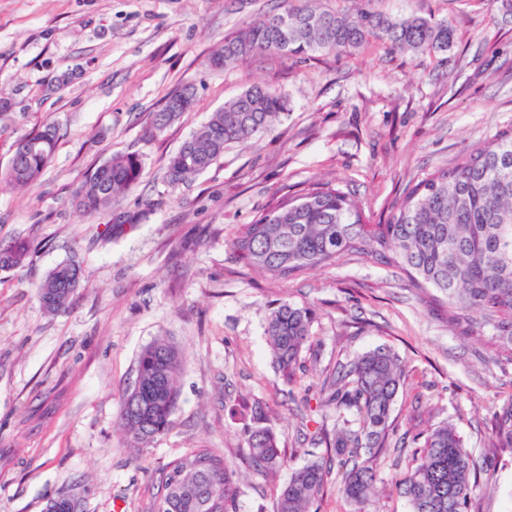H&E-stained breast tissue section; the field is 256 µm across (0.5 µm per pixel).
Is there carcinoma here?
I'll list each match as a JSON object with an SVG mask.
<instances>
[{"mask_svg":"<svg viewBox=\"0 0 512 512\" xmlns=\"http://www.w3.org/2000/svg\"><path fill=\"white\" fill-rule=\"evenodd\" d=\"M454 26L447 18L419 14L392 16L372 0L349 7H326L321 0H280L257 23L224 37L210 58L216 68L265 55L306 59L320 52L353 55L373 44L391 52L432 55L448 51ZM287 110L281 93L255 83L224 103L210 120L186 138L167 160L165 178L180 183L207 170L232 142L265 132ZM179 112L150 113V127L163 133ZM57 136L48 127L17 141L4 173L17 187L35 182L50 162ZM142 165L133 152L112 155L85 174L74 191L76 206L90 215H112V204L139 183ZM234 252L254 270L288 278L308 267L330 265L363 254L410 275L419 288L438 293L448 322L465 332L488 331L512 358V128L464 148L449 167L406 185L401 203L383 224H370L354 193L329 182L271 203L232 239ZM30 247L23 241L0 246V268L24 264ZM82 269L74 260L52 268L37 285L43 308L58 313L80 286ZM312 313L282 303L271 309L265 334L283 382L292 385L301 353L311 340ZM183 358L171 343L157 339L136 360V378L122 395L118 416L127 445L140 448L172 427L178 394L174 380ZM404 366L385 347L339 363L323 383L318 407L335 412L336 459L343 469L342 492L355 512H370L378 478V450L391 427V412ZM246 438L249 461L259 471L285 465L264 413ZM498 439L512 447V406L502 410ZM416 466L397 481L411 512H471L472 452L456 428L443 422L419 433ZM332 460L290 469L276 501V512H316ZM233 470L224 457L199 450L172 461L159 478L153 512H235Z\"/></svg>","mask_w":512,"mask_h":512,"instance_id":"cac0c4a2","label":"carcinoma"}]
</instances>
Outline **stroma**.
I'll return each mask as SVG.
<instances>
[{
  "label": "stroma",
  "instance_id": "obj_1",
  "mask_svg": "<svg viewBox=\"0 0 512 512\" xmlns=\"http://www.w3.org/2000/svg\"><path fill=\"white\" fill-rule=\"evenodd\" d=\"M279 0H0V170L20 138L52 126L58 145L25 189L0 180V243L27 241L23 266L0 270V512H45L61 496L80 512H151L173 460L208 448L236 470L237 512H275L290 467L326 458L317 410L338 363L387 347L405 375L378 455L373 512H410L394 482L414 468V436L452 423L476 459L472 512H512V447H496L512 402V360L494 338L450 328L431 293L363 256L274 279L231 247L273 198L320 180L354 190L371 223L408 182L451 164L469 144L512 126V24L506 0H374L376 9L453 20L448 52L410 57L373 45L299 62L256 57L210 67L225 35ZM264 83L287 109L256 139L229 144L191 181L165 180L168 157L224 102ZM185 88L196 95L162 134L149 112ZM135 152L138 185L114 207V229L75 209L81 177ZM75 259L84 277L66 311L36 286ZM312 311L303 371L288 386L268 351L279 304ZM177 346L173 425L142 448L116 422L139 351ZM263 410L289 468H247L245 439Z\"/></svg>",
  "mask_w": 512,
  "mask_h": 512
}]
</instances>
